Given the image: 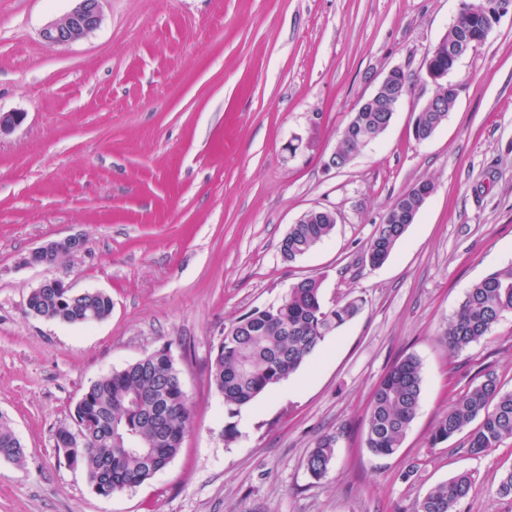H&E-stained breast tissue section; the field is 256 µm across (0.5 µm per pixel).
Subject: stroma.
<instances>
[{"label": "stroma", "instance_id": "obj_1", "mask_svg": "<svg viewBox=\"0 0 512 512\" xmlns=\"http://www.w3.org/2000/svg\"><path fill=\"white\" fill-rule=\"evenodd\" d=\"M73 0H0V417L25 461L0 460V512H414L430 488L473 476L457 512H512L501 473L512 439L471 455L466 434L429 438L485 372L512 390V315L452 353L441 335L467 289L512 264V13L459 61L457 100L425 142L413 121L434 86L427 52L459 0H102L86 38L48 46ZM401 68L411 83L387 130L326 167L362 99ZM425 201L388 260L366 251L388 205ZM313 208L331 237L284 260L279 243ZM77 236L82 251L27 266ZM316 277L326 303L363 299L288 381L228 416L209 382L224 329ZM57 279L101 291L89 325L33 316ZM169 348L191 408L178 455L144 484L98 494L57 447L100 377ZM423 363L420 408L399 450L364 444L371 393L407 355ZM235 438L224 439L226 424ZM336 439L324 477L306 460ZM83 244V240L79 237L52 241L29 252L28 256L25 258V262L28 265H45L43 262L44 256L54 252H66L69 256H72L82 250Z\"/></svg>", "mask_w": 512, "mask_h": 512}]
</instances>
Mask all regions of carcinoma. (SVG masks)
Instances as JSON below:
<instances>
[{
  "mask_svg": "<svg viewBox=\"0 0 512 512\" xmlns=\"http://www.w3.org/2000/svg\"><path fill=\"white\" fill-rule=\"evenodd\" d=\"M463 9L447 31L452 42L460 35L479 34L488 18V0H462ZM384 112L359 113L364 132L341 138L336 166L342 168L352 153L366 145ZM413 192L397 196L388 206L367 249L372 266L382 265L408 229L403 213L419 211ZM334 230L323 214L305 224H293L279 250L288 261L311 251ZM28 309L37 316L71 325L101 321L112 312L105 293L87 291L68 295L58 288H35ZM356 300L328 306L321 282L307 277L288 290L277 304L258 309L224 329L221 347L210 365V384L222 398L229 416H236L262 393L296 372L326 336L360 311ZM507 314H512V265L496 270L468 289L442 336L453 352L484 339ZM423 369L409 355L394 364L375 387L370 405L365 447L375 456H390L401 447L419 406ZM170 350H155L94 382L75 409L84 426L82 443L68 444L72 430L60 427L58 447L84 469L95 492L109 495L139 486L164 470L177 456L189 428L191 409ZM467 432L468 450L478 456L512 439V391L503 390L497 376L486 372L453 402L432 432L437 445ZM336 440L317 439L306 466L320 478L335 458ZM23 447L10 425L0 420V460L21 463ZM472 490V477L460 472L432 487L418 502L416 512H456Z\"/></svg>",
  "mask_w": 512,
  "mask_h": 512,
  "instance_id": "cac0c4a2",
  "label": "carcinoma"
}]
</instances>
